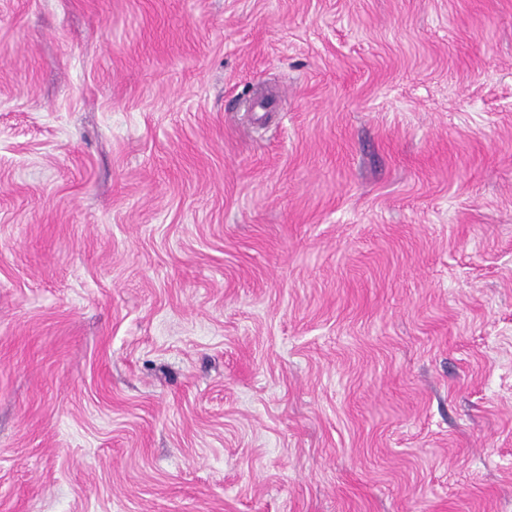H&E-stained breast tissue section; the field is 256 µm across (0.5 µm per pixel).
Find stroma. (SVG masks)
Returning a JSON list of instances; mask_svg holds the SVG:
<instances>
[{"mask_svg": "<svg viewBox=\"0 0 512 512\" xmlns=\"http://www.w3.org/2000/svg\"><path fill=\"white\" fill-rule=\"evenodd\" d=\"M0 512H512V0H0Z\"/></svg>", "mask_w": 512, "mask_h": 512, "instance_id": "1", "label": "stroma"}]
</instances>
